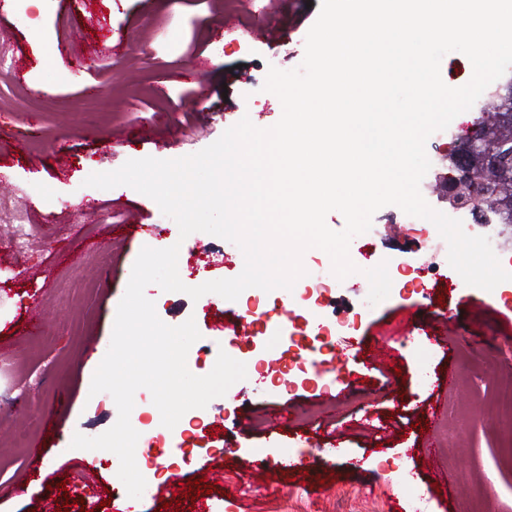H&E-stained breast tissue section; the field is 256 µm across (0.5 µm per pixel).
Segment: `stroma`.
<instances>
[{"mask_svg": "<svg viewBox=\"0 0 512 512\" xmlns=\"http://www.w3.org/2000/svg\"><path fill=\"white\" fill-rule=\"evenodd\" d=\"M321 0H7L0 10V197L18 201L48 236L12 246L0 223V512H38L44 498L80 512L101 495L123 491L113 455L71 448L74 434H102L116 422L109 393L90 394L112 337L117 306L142 247L179 245L186 285L237 277L244 257L234 243L204 232L181 237L174 220L127 186H85L95 172L127 160L174 159L209 146L242 118L260 128L278 122L279 99L263 89L269 67L301 65ZM71 54L52 64L54 51ZM477 109L456 116L446 137H430L434 165L420 192L447 212L456 173L448 155L477 129ZM66 153L67 166L57 162ZM138 217L131 226L129 217ZM433 225L404 224L398 206L379 209L355 237L358 271L323 292L308 290L288 324L291 347L265 338L247 344L212 331L245 298L208 293L191 299L151 284L159 318L194 319L193 374H208L219 352L256 372L235 383L239 396L206 407L203 438L181 440L161 423L151 394H135L152 456L184 448L167 472L176 482L195 470L223 469L206 495L211 512H267L304 501V512H512V470L501 466L512 421L491 402L512 383V281L493 291L466 285L446 255L427 245ZM387 262L390 295L372 305L365 270ZM439 302L428 305L425 291ZM483 307L473 316L469 305ZM44 323L30 332L28 315ZM421 308L396 370H372L347 391L353 366L345 337L385 335L401 308ZM347 324L345 336L314 343L309 324ZM457 341H449V332ZM245 420L232 443L217 420ZM44 456L33 464V448ZM276 467L269 489L242 494L254 453Z\"/></svg>", "mask_w": 512, "mask_h": 512, "instance_id": "obj_1", "label": "stroma"}]
</instances>
